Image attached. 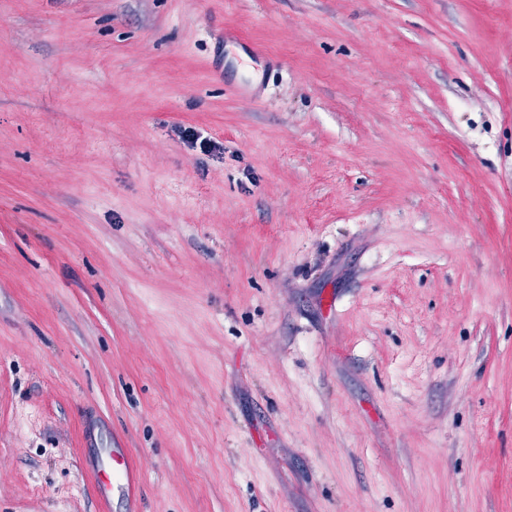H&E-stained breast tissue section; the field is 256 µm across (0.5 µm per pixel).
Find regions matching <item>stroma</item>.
Here are the masks:
<instances>
[{
	"mask_svg": "<svg viewBox=\"0 0 512 512\" xmlns=\"http://www.w3.org/2000/svg\"><path fill=\"white\" fill-rule=\"evenodd\" d=\"M0 512H512V0H0ZM122 448H114L113 451H112V456H113V461H116L119 465H124L123 469H121L120 471V474L117 478L114 477V474H113V484L111 486V482L108 484H103L102 485V492L103 493H107V491L109 490V487L113 488L114 487V483L116 485H120L121 488H125L127 490H129L130 488L134 487L135 486V483H136V480H137V477H136V473H135V470L131 467H129L125 461H124V457H123V453L121 452Z\"/></svg>",
	"mask_w": 512,
	"mask_h": 512,
	"instance_id": "stroma-1",
	"label": "stroma"
}]
</instances>
